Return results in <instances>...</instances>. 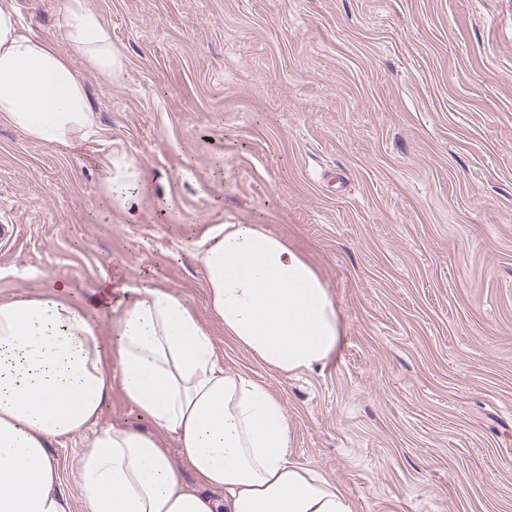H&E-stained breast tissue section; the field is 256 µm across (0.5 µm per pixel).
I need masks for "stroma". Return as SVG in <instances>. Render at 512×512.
I'll use <instances>...</instances> for the list:
<instances>
[{
  "label": "stroma",
  "instance_id": "stroma-1",
  "mask_svg": "<svg viewBox=\"0 0 512 512\" xmlns=\"http://www.w3.org/2000/svg\"><path fill=\"white\" fill-rule=\"evenodd\" d=\"M61 54L62 0H10ZM124 58L71 65L102 127L48 148L0 122V301L66 280L104 350V288L184 299L226 368L262 383L288 457L353 512H512V0H88ZM141 171L128 206L99 169ZM220 221L259 224L317 272L340 339L289 376L225 336L194 254ZM98 426L177 440L113 388ZM78 440L51 442L84 512ZM138 181L139 171L131 157L123 153L107 155L100 168V182L108 201L129 204L138 192Z\"/></svg>",
  "mask_w": 512,
  "mask_h": 512
}]
</instances>
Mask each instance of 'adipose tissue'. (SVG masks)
<instances>
[{"mask_svg": "<svg viewBox=\"0 0 512 512\" xmlns=\"http://www.w3.org/2000/svg\"><path fill=\"white\" fill-rule=\"evenodd\" d=\"M58 27L73 55L121 72L111 33L88 0H63ZM0 122L49 148L93 145L101 127L67 58L0 6ZM139 172L107 155L108 201L129 204ZM195 257L224 333L284 374L323 364L339 340L336 307L314 269L256 224L210 225ZM54 283L0 302V512H68L50 442L87 437L79 456L85 512H352L347 495L288 458V419L266 388L218 361L188 304L156 286H123L106 358L86 308ZM120 386L173 435L198 480L186 485L144 432L98 427ZM223 498L211 497V490Z\"/></svg>", "mask_w": 512, "mask_h": 512, "instance_id": "obj_1", "label": "adipose tissue"}]
</instances>
